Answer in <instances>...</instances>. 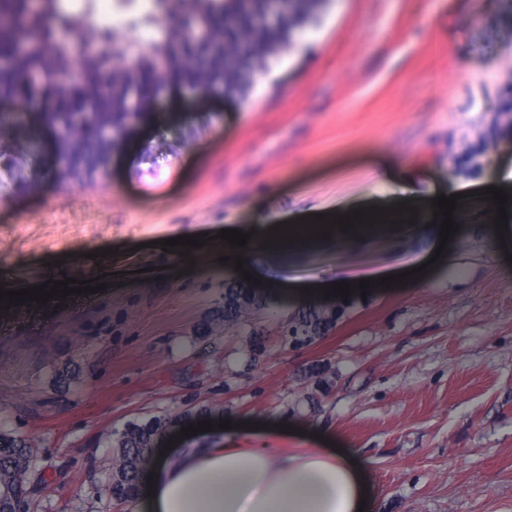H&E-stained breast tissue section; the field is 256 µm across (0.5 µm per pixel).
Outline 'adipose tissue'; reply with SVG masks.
<instances>
[{"label":"adipose tissue","instance_id":"ef3b65f1","mask_svg":"<svg viewBox=\"0 0 512 512\" xmlns=\"http://www.w3.org/2000/svg\"><path fill=\"white\" fill-rule=\"evenodd\" d=\"M355 452L282 454L208 448L174 458L155 478L149 512H371Z\"/></svg>","mask_w":512,"mask_h":512}]
</instances>
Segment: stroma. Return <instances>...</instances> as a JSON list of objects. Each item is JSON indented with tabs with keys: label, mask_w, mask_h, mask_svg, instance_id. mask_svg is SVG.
<instances>
[{
	"label": "stroma",
	"mask_w": 512,
	"mask_h": 512,
	"mask_svg": "<svg viewBox=\"0 0 512 512\" xmlns=\"http://www.w3.org/2000/svg\"><path fill=\"white\" fill-rule=\"evenodd\" d=\"M147 0H98V18L148 44ZM512 7L503 0H332L248 100L171 89L163 125L139 124L94 175L63 178L53 135L24 111L5 137L42 145L37 189L0 198V283L110 274L48 315L0 309V434L34 452L26 512H136L112 495L120 434L153 426L148 476L181 451L294 453L325 438L369 464L373 512H512V227L460 225L446 260L406 287L351 294L313 342L288 322L323 285L386 277L430 259L439 230L318 249L269 248L266 224L475 190L512 169ZM264 223H257V216ZM239 229L246 264L214 265L180 235ZM257 276L255 304L225 323L228 291ZM236 421L167 447L199 421ZM261 427L250 430L251 422ZM293 433L278 431V424Z\"/></svg>",
	"instance_id": "obj_1"
}]
</instances>
